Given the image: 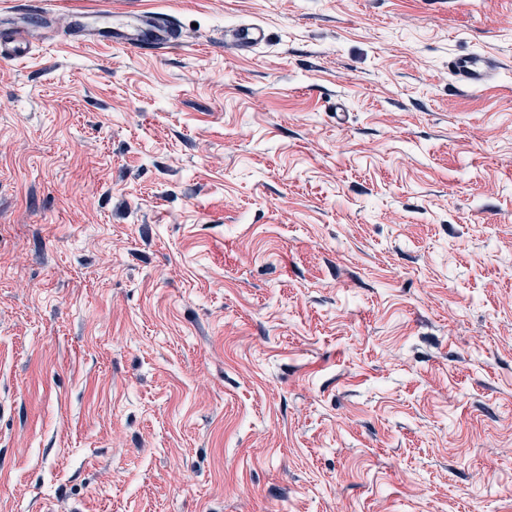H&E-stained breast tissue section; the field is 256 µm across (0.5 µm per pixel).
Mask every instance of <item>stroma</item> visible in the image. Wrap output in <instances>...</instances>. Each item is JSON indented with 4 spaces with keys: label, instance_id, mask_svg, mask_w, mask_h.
<instances>
[{
    "label": "stroma",
    "instance_id": "obj_1",
    "mask_svg": "<svg viewBox=\"0 0 512 512\" xmlns=\"http://www.w3.org/2000/svg\"><path fill=\"white\" fill-rule=\"evenodd\" d=\"M112 4L0 62V512H512V0ZM100 0H86L68 9L75 19L68 41L94 47H120L138 51L175 48L181 43L175 24L162 23L159 13L141 10L129 13L104 8ZM230 38L237 51L248 55L269 42L270 32L266 26L260 23L243 22L230 31ZM496 65L482 53L456 55L448 59V74L463 88H484L495 76Z\"/></svg>",
    "mask_w": 512,
    "mask_h": 512
}]
</instances>
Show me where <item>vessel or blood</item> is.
<instances>
[{"label": "vessel or blood", "mask_w": 512, "mask_h": 512, "mask_svg": "<svg viewBox=\"0 0 512 512\" xmlns=\"http://www.w3.org/2000/svg\"><path fill=\"white\" fill-rule=\"evenodd\" d=\"M54 11L47 0H40L24 23L7 26L0 23V60L26 62L34 42L58 43L59 36L49 23ZM74 20L69 40L74 44L94 47H120L138 52L170 49L181 42L176 25L161 22L156 12L141 10L129 13L104 8L101 0H85L82 7L71 9ZM237 51L248 55L270 40L268 28L254 22H243L230 32ZM496 65L482 53L456 55L448 60L449 75L464 88L486 87L495 76Z\"/></svg>", "instance_id": "b4317fda"}]
</instances>
